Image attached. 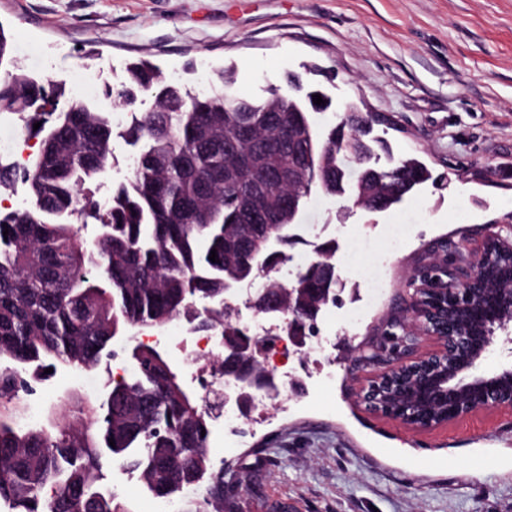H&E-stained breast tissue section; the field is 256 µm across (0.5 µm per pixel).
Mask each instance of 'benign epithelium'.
Instances as JSON below:
<instances>
[{
  "label": "benign epithelium",
  "instance_id": "7a95c632",
  "mask_svg": "<svg viewBox=\"0 0 512 512\" xmlns=\"http://www.w3.org/2000/svg\"><path fill=\"white\" fill-rule=\"evenodd\" d=\"M276 242L277 238L270 236L265 245L253 249L250 253L252 263L259 268L267 267V253L276 247ZM511 251V241L493 237L485 248L480 267L493 264L499 255ZM482 300L496 307L498 329L506 333L505 341L512 344V332L509 331L512 318L505 314L512 301L495 288L488 289ZM411 309L436 337L438 349L415 361L398 363L392 370L378 375L365 392L364 400L372 401L376 410L385 411L392 375L399 373L410 376L412 389L403 396L393 417L417 428L437 425L433 420L437 410L443 411V416L448 419L455 420L480 408L512 406V364L488 374L473 373L475 365L491 346L493 337L487 336L480 341L478 332L473 330L457 329L451 334L444 330L443 322L447 321L448 314V284L435 279L418 288ZM317 319L318 314L315 313L298 322L288 321L289 338L299 345L304 344V334L315 332ZM224 358V405L234 406L242 412L250 402L244 387L268 389L273 386V380L269 373L257 367L246 344L224 352Z\"/></svg>",
  "mask_w": 512,
  "mask_h": 512
}]
</instances>
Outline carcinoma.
<instances>
[{"label":"carcinoma","instance_id":"obj_1","mask_svg":"<svg viewBox=\"0 0 512 512\" xmlns=\"http://www.w3.org/2000/svg\"><path fill=\"white\" fill-rule=\"evenodd\" d=\"M300 80L291 74L288 91L276 86L253 101L229 91L226 70L218 85L194 93L165 83L147 61L130 66L104 96L129 113L119 135L138 152L126 181L101 201L87 184L112 166L106 112L78 97L60 101L52 81L17 72L0 79V112L19 115L39 138L23 167L0 166V193L22 184L32 198L30 208L0 214V399L18 395L23 371L90 370L114 336L160 330L175 318L194 332L239 342L247 332L224 309L227 282L260 281L261 300H275L285 312L290 302L313 310L317 289L336 288V247L328 242L290 287L250 260L262 234L295 223L297 211L281 208L285 197L306 199L314 190L335 197L336 180L359 179L347 142L365 131L316 126L310 114L330 103H313L317 91L300 88ZM148 95L154 104L141 112L137 104ZM245 127L251 140L225 150ZM377 172L350 196L355 206L374 209L382 200V210L392 209L431 178L417 157ZM253 209L266 211L268 223H250ZM90 219L100 228L92 242L75 227ZM292 244L280 240L270 268L289 260ZM499 262L485 282L508 279L512 257ZM190 295L215 309L197 314ZM462 318L476 321L474 308L448 304V323ZM130 358L135 369L89 409L88 424L62 419L51 430H25L0 415V504L8 512H125L118 496L97 485L112 462L140 472L159 497L202 486L191 512H224V468L213 467L209 435H201L209 429L203 405L158 348L136 345Z\"/></svg>","mask_w":512,"mask_h":512}]
</instances>
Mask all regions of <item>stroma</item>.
Instances as JSON below:
<instances>
[{
	"label": "stroma",
	"mask_w": 512,
	"mask_h": 512,
	"mask_svg": "<svg viewBox=\"0 0 512 512\" xmlns=\"http://www.w3.org/2000/svg\"><path fill=\"white\" fill-rule=\"evenodd\" d=\"M0 26L30 77L69 95L119 83L142 60L195 92L234 69L250 100L318 67L312 81L335 106L379 117L373 133L393 158L417 156L445 178L384 212L312 193L297 218L304 242L278 277L308 264L312 243L337 242L345 289L317 320L334 338L335 374L252 411L224 460L226 512H512V409L417 429L361 399L396 359L437 347L407 311L419 273L444 265L462 285L485 238L512 233L501 222L512 212V0H0ZM133 154L113 137L112 166L90 184L97 198L125 181ZM386 251L388 288L364 300ZM396 322L412 343L386 340ZM111 388L105 365L87 376L61 367L39 405L21 393L0 414L48 427Z\"/></svg>",
	"instance_id": "1"
}]
</instances>
